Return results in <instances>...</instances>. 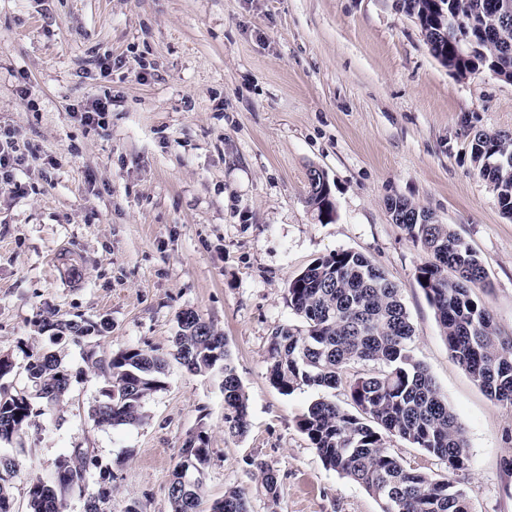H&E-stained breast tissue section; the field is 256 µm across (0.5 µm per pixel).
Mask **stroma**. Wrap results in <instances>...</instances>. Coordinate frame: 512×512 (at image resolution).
<instances>
[{"instance_id":"35a3bbf8","label":"stroma","mask_w":512,"mask_h":512,"mask_svg":"<svg viewBox=\"0 0 512 512\" xmlns=\"http://www.w3.org/2000/svg\"><path fill=\"white\" fill-rule=\"evenodd\" d=\"M112 67L100 68L103 60ZM111 96L102 125L82 122ZM23 159L0 178V354L55 352L64 400L0 451L17 456L15 512L60 457L90 449L105 512H171L167 489L185 441L209 437L208 501L245 489L249 512H380L364 488L327 469L297 421L318 390L285 395L267 377L276 328L300 325L289 282L349 250L401 292L410 347L461 424L469 512H512V405L491 400L450 357L415 272L420 245L391 220L402 197L433 212L477 253L483 299L512 336V218L473 162L479 130L512 131V81L458 77L431 53L398 0H0V131ZM336 204L317 221L310 169ZM78 279L63 285L61 257ZM197 312L223 334L248 397V430L224 432L223 374L168 365L165 390L134 426L97 427L106 385L72 340L40 317L108 321L100 350L167 353L176 316ZM278 476L269 501L255 467Z\"/></svg>"}]
</instances>
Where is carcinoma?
I'll list each match as a JSON object with an SVG mask.
<instances>
[{
    "instance_id": "1",
    "label": "carcinoma",
    "mask_w": 512,
    "mask_h": 512,
    "mask_svg": "<svg viewBox=\"0 0 512 512\" xmlns=\"http://www.w3.org/2000/svg\"><path fill=\"white\" fill-rule=\"evenodd\" d=\"M497 0H400L407 14L425 26L435 58L461 73L487 66L498 53L512 55V29L500 24L502 38L487 40L482 32L495 23ZM466 23L469 41L461 47L447 34L448 17ZM472 157L480 175L498 191L502 212L512 216V147L505 132L479 131ZM392 217L431 212L395 197L387 200ZM409 238L421 244L428 259L416 269V280L435 311L451 358L497 402L512 404V338L498 335L493 318L475 289L486 287V272L476 253L449 224H404ZM288 305L302 326H282L272 333L266 363L270 383L284 394L302 387L348 392L352 410L329 398L315 400L298 420V428L316 449L323 464L351 479L380 503L381 512H468L467 490L452 475L468 469L464 432L427 368L414 358L409 344L414 327L400 288L367 256L338 251L318 259L288 286ZM54 334L80 340L103 327L94 321H58ZM171 356L188 372L205 374L224 366L225 432L242 436L248 429L247 399L224 336L196 312L177 318ZM29 389L0 386V442H11L32 418L44 414L36 404L60 401L58 392L70 387V377L50 351H23ZM352 364H373L379 370L344 377ZM167 359L138 348H126L108 361L87 367L100 369L112 381V394L101 393L91 416L101 427L135 425L144 418L146 400L165 389ZM399 436L444 462L446 473L422 472L393 455L388 436ZM209 439L200 431L186 441L172 473L168 498L172 512H198L204 503L203 482L196 473L208 464ZM94 459L82 448L60 458V485L37 481L27 497L37 512H64V504L86 480ZM17 459L0 454V512H14L11 480ZM263 488L277 500L276 474L256 463ZM220 512H248L245 490L224 492Z\"/></svg>"
}]
</instances>
